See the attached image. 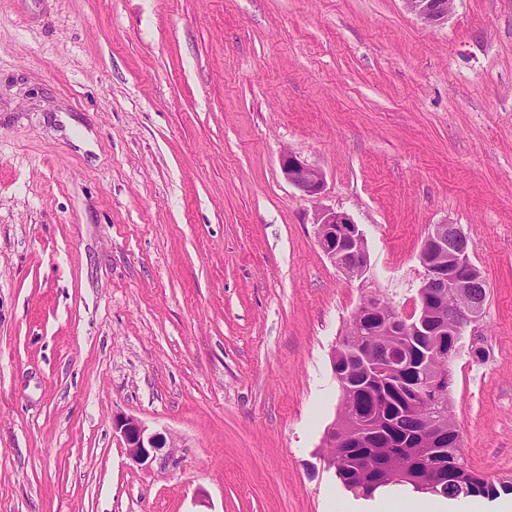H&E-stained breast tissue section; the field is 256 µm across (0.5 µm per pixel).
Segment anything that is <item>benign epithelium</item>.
<instances>
[{
    "mask_svg": "<svg viewBox=\"0 0 512 512\" xmlns=\"http://www.w3.org/2000/svg\"><path fill=\"white\" fill-rule=\"evenodd\" d=\"M403 2L410 13L428 24L445 22L452 8L448 0ZM281 170L285 180L303 195L318 199L323 194V172L301 156L291 151L283 153ZM315 238L323 255L344 275L350 279L363 276L368 262L365 238L349 214L332 208L320 210L315 219ZM418 259L423 275L418 289L419 307L413 314L403 315L385 309L373 300L366 301L358 307L347 327L346 334L355 336L354 355L366 360L368 345L360 337V331L364 330L366 322L379 323V332L388 340V353L384 361L372 365L373 374L378 378L397 375L407 368L410 336L426 337L434 355L453 358L457 350V336L480 318L479 309L471 304L469 298V288L480 271L471 268L467 252L459 248L457 238L445 237L443 226L433 225L422 242ZM440 282L448 284L457 305V308L449 310L448 319L443 310L437 308L438 301L431 288ZM422 385L435 402L447 393L441 372L433 366L428 369ZM350 419L354 435L333 429L325 442L343 449L363 447L358 438L375 426L376 415L361 416L353 409ZM113 428L121 434L127 455L137 463L155 459L157 452L166 445L162 435L148 432L133 417L113 418Z\"/></svg>",
    "mask_w": 512,
    "mask_h": 512,
    "instance_id": "1",
    "label": "benign epithelium"
}]
</instances>
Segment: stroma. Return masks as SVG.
<instances>
[{
    "label": "stroma",
    "mask_w": 512,
    "mask_h": 512,
    "mask_svg": "<svg viewBox=\"0 0 512 512\" xmlns=\"http://www.w3.org/2000/svg\"><path fill=\"white\" fill-rule=\"evenodd\" d=\"M436 224L488 288L451 413L512 476V0H0V512H376L327 461L331 356L366 299L414 313ZM406 9L419 20L428 24H441L448 20L453 1L447 0H403ZM281 170L285 180L304 196L318 199L325 190L323 172L291 151L281 156ZM315 238L328 261L349 279L361 278L368 256L363 232L349 214L321 209L315 219ZM113 428L121 434L127 455L137 463L155 459L157 452L166 445L162 435L149 433L148 429L133 417H114Z\"/></svg>",
    "instance_id": "35a3bbf8"
}]
</instances>
